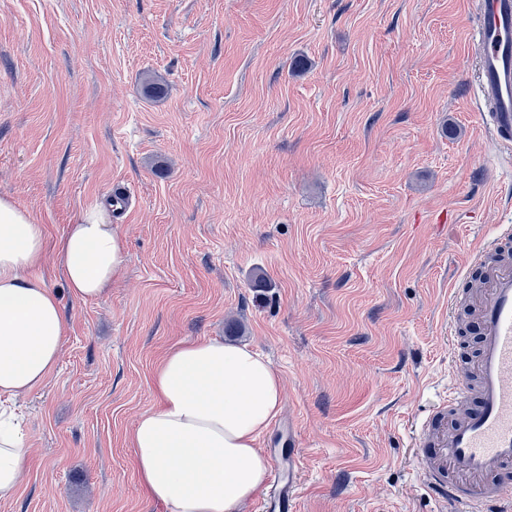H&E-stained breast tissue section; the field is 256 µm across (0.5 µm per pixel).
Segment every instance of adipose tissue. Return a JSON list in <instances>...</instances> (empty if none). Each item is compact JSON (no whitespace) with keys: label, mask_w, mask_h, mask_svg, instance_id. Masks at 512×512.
I'll return each instance as SVG.
<instances>
[{"label":"adipose tissue","mask_w":512,"mask_h":512,"mask_svg":"<svg viewBox=\"0 0 512 512\" xmlns=\"http://www.w3.org/2000/svg\"><path fill=\"white\" fill-rule=\"evenodd\" d=\"M71 296H105L123 271L127 242L98 209L69 225L48 247L44 225L0 197V499L16 495L28 456L9 403L40 389L56 370L67 324L39 270L48 251ZM155 409L129 439L139 485L169 512H238L263 486L268 462L257 442L281 410L282 387L270 362L219 340L181 343L155 367Z\"/></svg>","instance_id":"ef3b65f1"}]
</instances>
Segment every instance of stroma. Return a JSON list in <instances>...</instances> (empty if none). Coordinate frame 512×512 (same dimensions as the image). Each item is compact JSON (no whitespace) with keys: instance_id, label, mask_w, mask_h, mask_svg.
Returning <instances> with one entry per match:
<instances>
[{"instance_id":"stroma-1","label":"stroma","mask_w":512,"mask_h":512,"mask_svg":"<svg viewBox=\"0 0 512 512\" xmlns=\"http://www.w3.org/2000/svg\"><path fill=\"white\" fill-rule=\"evenodd\" d=\"M475 24L471 0H0V197L55 241L129 196L107 296L43 268L67 333L16 402L29 454L0 512H167L127 441L157 362L213 338L280 376L258 446L300 450L292 512H437L415 421L455 369L469 255L512 224Z\"/></svg>"}]
</instances>
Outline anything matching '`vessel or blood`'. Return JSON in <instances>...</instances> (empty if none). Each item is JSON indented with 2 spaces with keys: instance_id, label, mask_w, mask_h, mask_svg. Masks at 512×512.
I'll use <instances>...</instances> for the list:
<instances>
[{
  "instance_id": "b4317fda",
  "label": "vessel or blood",
  "mask_w": 512,
  "mask_h": 512,
  "mask_svg": "<svg viewBox=\"0 0 512 512\" xmlns=\"http://www.w3.org/2000/svg\"><path fill=\"white\" fill-rule=\"evenodd\" d=\"M476 106L499 154L512 156V0H473ZM471 287L455 291L448 339L459 323L478 334L475 356L422 416L421 481L448 512H512V224L498 225L468 263ZM261 512H290L298 481L272 472Z\"/></svg>"
}]
</instances>
